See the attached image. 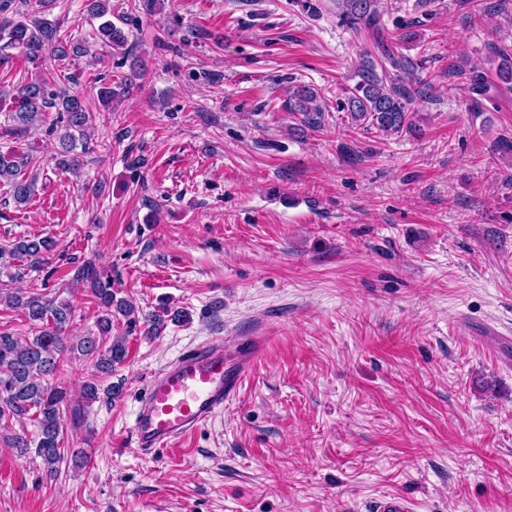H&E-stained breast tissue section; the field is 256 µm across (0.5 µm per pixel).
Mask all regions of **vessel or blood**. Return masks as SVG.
Here are the masks:
<instances>
[{
  "label": "vessel or blood",
  "instance_id": "1",
  "mask_svg": "<svg viewBox=\"0 0 512 512\" xmlns=\"http://www.w3.org/2000/svg\"><path fill=\"white\" fill-rule=\"evenodd\" d=\"M262 349L259 336L233 351L215 337L152 375L132 427L135 447L156 453L211 422L239 394Z\"/></svg>",
  "mask_w": 512,
  "mask_h": 512
}]
</instances>
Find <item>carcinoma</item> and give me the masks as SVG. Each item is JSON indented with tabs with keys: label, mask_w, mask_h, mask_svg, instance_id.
Wrapping results in <instances>:
<instances>
[{
	"label": "carcinoma",
	"mask_w": 512,
	"mask_h": 512,
	"mask_svg": "<svg viewBox=\"0 0 512 512\" xmlns=\"http://www.w3.org/2000/svg\"><path fill=\"white\" fill-rule=\"evenodd\" d=\"M91 15L101 20L95 38L117 48L125 47L124 32L112 24V0H87ZM339 22L354 32L366 30L375 36L377 47L384 59L381 71H376L373 61H368L358 81L342 101H337V111L345 112L352 123L369 121L380 132L390 135L404 130L413 131L416 125L410 120L409 85L423 82L418 67L404 56L395 53L386 43L380 24L379 0H336ZM0 41L6 47L20 50L24 59L38 64L49 58L67 62L89 54V42L60 34L56 21L45 17V12L32 14L24 9V0H0ZM453 75L464 80L472 94V105L483 106L490 100L491 85L477 63L457 65ZM295 104L288 111L299 112L310 128L321 126L323 110L315 105L316 96L308 90L295 93ZM56 117L48 118V113ZM93 121L87 98L80 92L62 85L49 89L44 81L21 85L11 97V108L5 112L4 134L19 135L29 127L48 123L47 136L58 142L53 170L63 173L77 171L83 161L81 155L90 151L88 142L76 144V135ZM81 152H76V148ZM37 174L33 173L31 158L16 150H0V188L15 206L21 208L33 198ZM55 242L49 238L33 237L14 240L0 247V254H8L18 261L10 278L24 276L27 268L41 265ZM73 281L84 286V291L101 309L97 320L98 335L70 336L66 330L73 317L74 306L68 300L50 298L45 293L14 292L0 288V304L20 309L33 326L34 335L21 340L14 334L0 329V430L10 428V423L30 417L37 433L31 437L25 431L11 434L12 446L19 456L34 454L41 459L46 474L57 472L64 459V433L61 427V407L70 403L68 391L50 381V376L64 366L65 356L88 361L96 372L110 376L127 357L126 339L112 337V317L118 313L126 319L127 328L143 326L147 335L159 332L163 319L157 314H136L128 301L116 297L112 278L96 270L87 262L74 271ZM115 385L100 388L97 380L86 381L81 387L84 402H94L100 395H114Z\"/></svg>",
	"instance_id": "cac0c4a2"
}]
</instances>
